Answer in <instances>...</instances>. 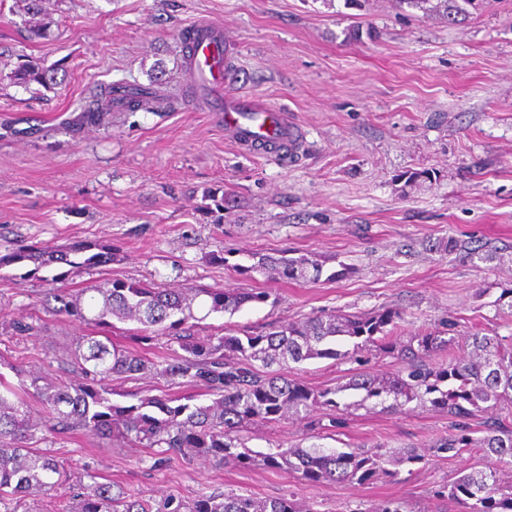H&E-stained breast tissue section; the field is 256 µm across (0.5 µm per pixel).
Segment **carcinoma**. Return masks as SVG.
Instances as JSON below:
<instances>
[{"instance_id": "cac0c4a2", "label": "carcinoma", "mask_w": 512, "mask_h": 512, "mask_svg": "<svg viewBox=\"0 0 512 512\" xmlns=\"http://www.w3.org/2000/svg\"><path fill=\"white\" fill-rule=\"evenodd\" d=\"M485 0H398L426 15L440 14L450 24L466 16V6ZM13 78L20 84L46 81L33 64L19 66ZM121 90L110 86L104 96ZM102 96V97H104ZM101 96L81 112L77 124H98L108 108ZM175 98L155 91H127L123 112H163L173 108ZM448 250L471 258L492 261L497 252L471 242L448 240ZM246 271L261 272L286 281L318 282L323 264L312 254L275 258L261 256ZM267 294L253 289L226 292L211 288L168 290L149 285L107 280L83 288H50L45 304L51 310L77 321L87 332L76 337L66 351V360L81 381L49 382L31 372L19 384L0 375V505L16 496H38L59 490L64 506L52 501L45 512H311L301 510L287 498L262 500L233 492L213 493L186 501L164 497L157 507L113 492L112 482H71V464L47 449L38 448L37 434L47 430L63 433L81 430L108 442L122 441L154 450V463L180 454L234 466L285 469L309 484L362 483L390 473L388 466L417 463L422 455L413 448L393 451L381 444L370 449H327L313 443L287 448L273 444L266 452L247 446L248 433L288 419L307 421L311 430L323 429L314 413L321 411L334 425L341 416L359 409L375 411L437 410L448 413V434L432 444L436 453L457 456L467 450L480 454L471 471L458 476L450 486L435 491L461 503L464 512H512V426L500 417H487L475 424L480 413L512 403V336H471L470 350L451 357L438 367L424 363L434 352L448 349L454 341L446 329H426L400 345L393 332L400 315L392 310L342 314L321 312L299 321H277L264 330L242 329L231 335L218 333L195 338L193 325L200 321L193 306L207 313L231 315L249 303L263 302ZM134 320L141 325L139 340L149 342L164 335L184 354L155 361L112 342V319ZM344 338L352 342L346 351L336 349ZM398 356L403 367L395 373H380L368 366L365 354ZM333 359L358 364L348 382L312 389L288 378L289 364L310 359ZM152 375L170 384L202 386L212 396L210 403L197 402L192 394L144 396L129 405L115 402L112 377ZM36 398L43 416H36L30 399ZM350 512H411L405 501L384 500Z\"/></svg>"}]
</instances>
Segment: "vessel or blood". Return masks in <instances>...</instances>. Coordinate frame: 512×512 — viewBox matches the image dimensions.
<instances>
[{"label": "vessel or blood", "instance_id": "vessel-or-blood-1", "mask_svg": "<svg viewBox=\"0 0 512 512\" xmlns=\"http://www.w3.org/2000/svg\"><path fill=\"white\" fill-rule=\"evenodd\" d=\"M192 29L198 37L189 42L184 57L185 69L191 76L196 75L205 58L211 56V36L219 35L221 31L219 25L207 20L196 22ZM235 78L232 60H225L223 65L213 68L207 76L211 88L207 109L222 113L225 128L232 131L237 143L251 153H265L272 141L287 149H296L301 131L287 113L240 96L232 89Z\"/></svg>", "mask_w": 512, "mask_h": 512}]
</instances>
